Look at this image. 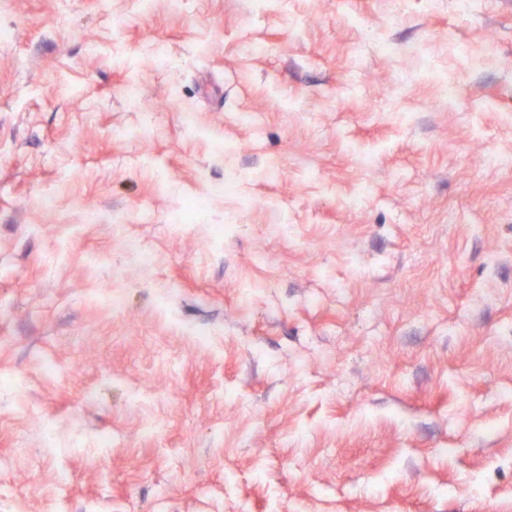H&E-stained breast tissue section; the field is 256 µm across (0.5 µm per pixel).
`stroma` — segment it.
I'll use <instances>...</instances> for the list:
<instances>
[{
    "mask_svg": "<svg viewBox=\"0 0 512 512\" xmlns=\"http://www.w3.org/2000/svg\"><path fill=\"white\" fill-rule=\"evenodd\" d=\"M0 21V512H512V0ZM210 197L207 193H197L184 199L182 207L177 215L174 216L175 223L191 221L192 218L198 220L209 208Z\"/></svg>",
    "mask_w": 512,
    "mask_h": 512,
    "instance_id": "stroma-1",
    "label": "stroma"
}]
</instances>
